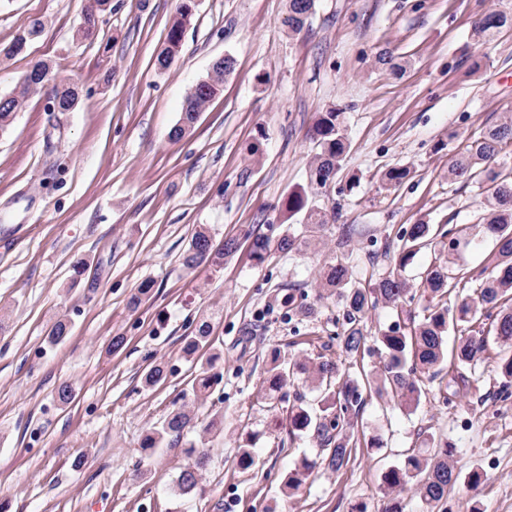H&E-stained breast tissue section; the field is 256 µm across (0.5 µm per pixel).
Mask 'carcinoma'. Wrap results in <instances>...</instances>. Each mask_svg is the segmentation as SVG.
Returning <instances> with one entry per match:
<instances>
[{
  "label": "carcinoma",
  "mask_w": 512,
  "mask_h": 512,
  "mask_svg": "<svg viewBox=\"0 0 512 512\" xmlns=\"http://www.w3.org/2000/svg\"><path fill=\"white\" fill-rule=\"evenodd\" d=\"M76 26L78 39L94 37L100 18L112 11V0H94ZM316 0H288V32L299 35L312 25L316 15ZM195 0H178L176 14L167 28L164 47L155 58L159 71H166L181 51L187 25L194 15ZM44 23L35 18L20 28L7 44H0V61L21 54L27 45L43 31ZM512 29V11L493 3L474 22L471 39L476 45H486L499 35ZM376 62L399 78L409 65L406 60L395 61L392 54L382 49ZM234 58L226 55L216 59L209 70L185 98L180 118L173 127L171 137L179 140L194 127L201 112L224 88V77L234 69ZM55 66L47 61L32 65L21 82L6 94L0 95V133L7 132L18 112L28 99L43 88V76L52 73ZM55 103L67 110L78 104L80 89L77 83L63 78L54 84ZM314 154L310 161L308 183L296 188L281 201V210L287 218H299L298 227L281 233L276 248L284 254L310 247L328 231L335 213L316 204L315 198L333 182L342 169L350 149L345 112L329 105L318 113L310 131ZM512 146V110L503 113L499 123L483 135L468 142L448 164V181H467L477 178L486 185L484 214L482 217L488 235L495 241L492 255L493 272L467 271L466 278L478 283L475 296L464 297L456 305L448 304L451 289L456 287V274L445 264L429 266L421 276L420 287L428 295V305L418 317L404 305L412 285L402 275L415 255L434 239L431 225L420 222L411 225L396 253V269L379 278L371 288L356 286V267L343 251L330 254L316 275L318 300L340 304L346 316L343 335L339 337L340 349L347 357L364 353L367 336L364 333L365 315L380 306L396 313L397 320L374 337L375 353L379 366L370 373H353L342 367V360L324 354L314 357L298 355L272 356L258 399L272 414H277L278 404L288 397V388L301 379L319 393L316 403L307 402L303 396L295 397L288 408L286 423L288 435L312 436L322 447L320 462L332 472L347 466L351 448L356 445L359 416L364 404L363 392L378 397H389L404 409H418L425 391L417 375L439 380L444 399L471 386L467 372L486 360L495 363L503 387L512 382V172H504L497 159L505 148ZM410 174L407 167H392L378 176V190L389 191ZM238 243L227 238L221 244L212 243L206 225L195 231L188 248L182 254V265L194 269L202 264L221 266L224 257L235 253ZM252 258L262 262L271 251V237L265 233L252 236L249 243ZM215 313L202 316L193 335L185 338V359L199 365L192 379L193 399L167 413L144 436L141 461L149 462L159 448H171L184 441L188 434L204 435L224 432V416L214 415L199 424L194 410L195 403L206 397L220 383L222 374L217 371L223 362L220 352L210 351L212 320ZM458 333L457 343L448 347V333ZM70 324L65 317L58 318L50 328L48 340L54 345L69 335ZM496 352H491V345ZM167 378L163 362L153 364L141 377L145 389H153ZM423 447L385 469L381 474V489L385 498L384 512H406L408 493L420 498L426 512H445L444 502L448 489L462 482L469 490H476L482 483L483 473L472 470L462 474L448 442L428 433L422 440ZM187 464L176 477V487L183 495L195 491L204 477L209 455L203 448L189 443L186 449ZM236 466L250 470L258 464L255 449L250 444L238 446L234 455ZM317 461L303 457L300 464L288 472L284 487L288 495H295Z\"/></svg>",
  "instance_id": "obj_1"
}]
</instances>
